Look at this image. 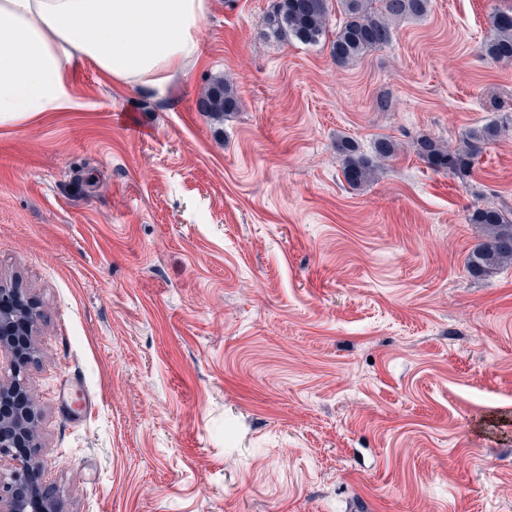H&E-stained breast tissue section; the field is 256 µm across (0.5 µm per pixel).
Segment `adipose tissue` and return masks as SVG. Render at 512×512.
Listing matches in <instances>:
<instances>
[{
    "label": "adipose tissue",
    "mask_w": 512,
    "mask_h": 512,
    "mask_svg": "<svg viewBox=\"0 0 512 512\" xmlns=\"http://www.w3.org/2000/svg\"><path fill=\"white\" fill-rule=\"evenodd\" d=\"M209 0H0V125L78 107L90 64L163 90L201 53Z\"/></svg>",
    "instance_id": "adipose-tissue-1"
}]
</instances>
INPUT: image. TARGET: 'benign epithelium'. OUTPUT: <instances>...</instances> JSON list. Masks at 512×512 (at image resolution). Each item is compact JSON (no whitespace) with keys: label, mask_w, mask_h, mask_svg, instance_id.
<instances>
[{"label":"benign epithelium","mask_w":512,"mask_h":512,"mask_svg":"<svg viewBox=\"0 0 512 512\" xmlns=\"http://www.w3.org/2000/svg\"><path fill=\"white\" fill-rule=\"evenodd\" d=\"M0 353L11 357L15 376L0 380V455L23 461L6 481L0 480V512H61L57 501L44 490L40 468L30 455L35 445L40 414L34 406L20 371L35 356L32 304L18 288H0Z\"/></svg>","instance_id":"1"}]
</instances>
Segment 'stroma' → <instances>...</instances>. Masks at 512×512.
I'll return each mask as SVG.
<instances>
[{"label":"stroma","instance_id":"obj_1","mask_svg":"<svg viewBox=\"0 0 512 512\" xmlns=\"http://www.w3.org/2000/svg\"><path fill=\"white\" fill-rule=\"evenodd\" d=\"M270 5L210 0L166 92L86 65L80 107L0 126L43 486L63 512H512V267L465 268L469 211L512 206V63L481 51L512 0H430L344 66L268 37ZM489 122L468 183L412 150ZM344 137L395 155L349 186ZM237 98L233 85L225 80L211 83L204 97L200 101L201 112H206L214 119L224 117V114L233 112L236 108Z\"/></svg>","mask_w":512,"mask_h":512}]
</instances>
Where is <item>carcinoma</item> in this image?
Listing matches in <instances>:
<instances>
[{
  "label": "carcinoma",
  "mask_w": 512,
  "mask_h": 512,
  "mask_svg": "<svg viewBox=\"0 0 512 512\" xmlns=\"http://www.w3.org/2000/svg\"><path fill=\"white\" fill-rule=\"evenodd\" d=\"M342 22L331 40V54L339 65L360 58L387 43L390 22L402 17L420 16L427 12L429 0H339ZM329 22V0H274L263 18L267 35L277 39H295L315 45L326 36ZM491 37L485 44L486 54L498 62H512V9L496 10L490 16ZM237 98L233 85L225 80L211 83L200 101V111L215 119L235 110ZM505 129L496 123L469 131L455 147L430 136L414 142L415 153L436 170H444L459 181H467L482 151V146L500 137ZM342 174L351 186L373 180L383 162L394 155L393 146L380 142L375 155L362 153L349 139L337 143ZM467 220L478 225L484 240L468 255L466 269L474 278L488 277L512 265V207L475 208Z\"/></svg>",
  "instance_id": "obj_1"
}]
</instances>
